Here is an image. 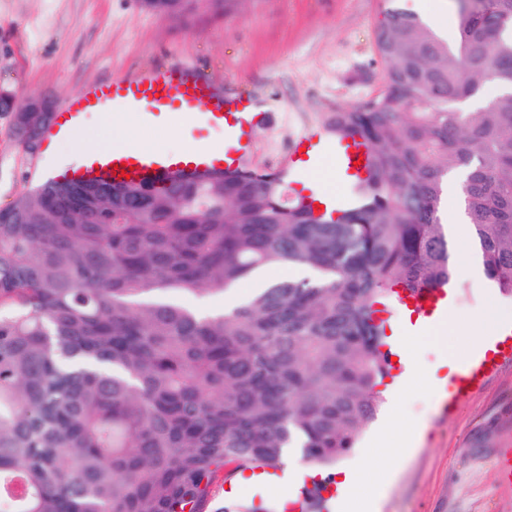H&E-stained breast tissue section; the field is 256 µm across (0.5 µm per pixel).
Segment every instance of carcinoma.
Masks as SVG:
<instances>
[{
  "instance_id": "cac0c4a2",
  "label": "carcinoma",
  "mask_w": 512,
  "mask_h": 512,
  "mask_svg": "<svg viewBox=\"0 0 512 512\" xmlns=\"http://www.w3.org/2000/svg\"><path fill=\"white\" fill-rule=\"evenodd\" d=\"M380 90L312 125L370 148L318 214L247 162L97 197L48 181L0 208V512H208L219 474L287 449L335 465L374 420L399 293L454 282L448 172L484 272L512 295V0L458 9L451 40L387 0ZM162 18L194 0H141ZM311 275L201 314L257 269Z\"/></svg>"
}]
</instances>
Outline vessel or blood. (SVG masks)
<instances>
[{"label":"vessel or blood","instance_id":"vessel-or-blood-1","mask_svg":"<svg viewBox=\"0 0 512 512\" xmlns=\"http://www.w3.org/2000/svg\"><path fill=\"white\" fill-rule=\"evenodd\" d=\"M117 107L143 126L165 119L175 126L187 121L198 127L221 129L224 146L195 148L183 154L93 149L75 170L68 172V179L114 183L119 175L117 167L124 163L132 168L131 183H148L162 189L177 173L237 170L252 152L253 127L264 104L250 95L217 91L191 61L181 60L166 68L127 72L106 82L86 85L62 104L45 137L50 140L75 134L83 128L88 113L107 117ZM367 155L368 149L361 141L349 139L337 144L320 130L307 127L294 137L283 170L289 178L303 176L314 181L330 166L334 181L342 186L347 176L364 175L365 169L357 161ZM401 303L415 318L427 320L447 309L448 292L443 288L429 290L402 298Z\"/></svg>","mask_w":512,"mask_h":512}]
</instances>
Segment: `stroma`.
<instances>
[{"label":"stroma","instance_id":"obj_1","mask_svg":"<svg viewBox=\"0 0 512 512\" xmlns=\"http://www.w3.org/2000/svg\"><path fill=\"white\" fill-rule=\"evenodd\" d=\"M387 8L386 0H237L224 14L199 0L191 13L165 20L139 0H0V91L61 102L115 73L189 60L218 89L267 102L254 127L261 166L285 154L314 113L359 104L380 89L374 34ZM137 132L168 150L224 142L221 132L189 124ZM36 168L0 112V206L37 186ZM452 294L458 320L472 323L473 332L423 351L425 375L444 386L435 395L415 387L397 414L402 423L424 422L417 453L397 464L363 436L342 460L347 466L366 458L368 486L395 470L377 512H512V487L496 469L498 458L512 454V357L457 383L458 355L500 329L477 312L495 306L512 315V296L462 274Z\"/></svg>","mask_w":512,"mask_h":512}]
</instances>
